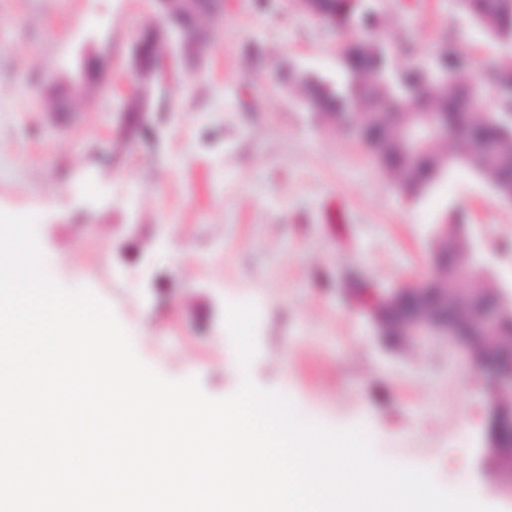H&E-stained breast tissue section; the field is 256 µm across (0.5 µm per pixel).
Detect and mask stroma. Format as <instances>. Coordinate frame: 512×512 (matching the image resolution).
Returning a JSON list of instances; mask_svg holds the SVG:
<instances>
[{
    "label": "stroma",
    "mask_w": 512,
    "mask_h": 512,
    "mask_svg": "<svg viewBox=\"0 0 512 512\" xmlns=\"http://www.w3.org/2000/svg\"><path fill=\"white\" fill-rule=\"evenodd\" d=\"M378 4L373 35L396 64L452 40L484 78L512 54L454 0ZM157 18L154 0H0V212L36 215L48 276L109 304L165 378L195 377L225 398L250 375L305 419L364 427L381 459L512 512L480 471L487 373L433 338L382 348L346 291L355 279L442 278L431 230L460 214L512 284V252L497 246L512 241V206L462 165L424 199L402 197L364 145L314 124L278 73L294 65L339 80L345 38L291 0H228L201 68L166 69L149 134L124 139L129 59ZM81 53L104 59L112 97L86 91L72 126L45 115L39 76L73 70ZM238 302L257 311L245 373L226 322Z\"/></svg>",
    "instance_id": "stroma-1"
}]
</instances>
